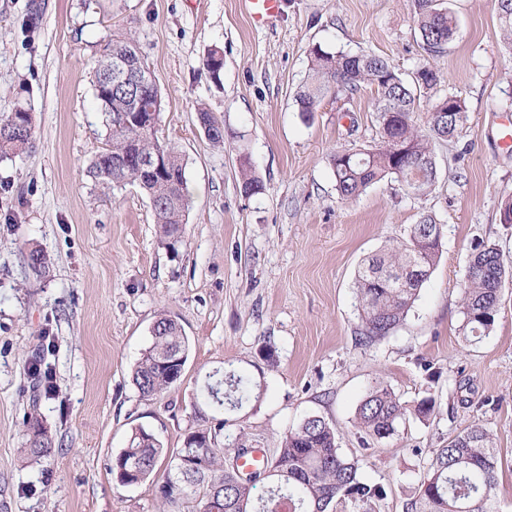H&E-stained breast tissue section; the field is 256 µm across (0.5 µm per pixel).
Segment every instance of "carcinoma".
Returning a JSON list of instances; mask_svg holds the SVG:
<instances>
[{
	"instance_id": "carcinoma-1",
	"label": "carcinoma",
	"mask_w": 512,
	"mask_h": 512,
	"mask_svg": "<svg viewBox=\"0 0 512 512\" xmlns=\"http://www.w3.org/2000/svg\"><path fill=\"white\" fill-rule=\"evenodd\" d=\"M500 24L512 46V0H496ZM417 23L422 49L437 56L453 40L456 27L447 11L435 8V0H417ZM308 80L297 93L302 112H314L330 93L358 91L363 85L376 88V111L381 118V141L374 148L340 151L331 163L336 190L343 199L358 197L370 185L395 177L405 191L414 196L425 194L436 180L435 161L429 140L414 124L415 91L404 82L385 59L371 54L330 52L315 45L311 48ZM99 111L105 117L107 148L90 164L89 174L96 183L109 188L138 185L154 199V221L159 243L176 250L183 224L187 223L188 196L186 161L172 143L159 139L139 124L124 119V107L117 97L105 98L94 92ZM467 121L464 104L457 98L452 112L438 116L433 111L427 124L431 136L452 138ZM35 126L24 134L12 131V113L0 115V154L19 155L28 149ZM405 147L398 154L397 146ZM163 149L172 158V169L165 174H138L134 164L140 152ZM242 167V190L255 194L262 182L252 175L246 163ZM430 215L404 229L402 237L388 251L371 257L357 270L356 299L362 320V341L371 343L392 332L406 319L424 280L414 272H432L442 246L421 232V225L433 224ZM512 270L494 245H477L462 283L461 313L466 336L479 339L495 324L502 288ZM152 343L144 351L133 381L141 395L149 399L178 381V365L165 361L177 352H188L189 342L172 319L161 317L151 329ZM261 395V384L247 370L231 363L217 372V378L204 385V403L215 410L233 413ZM435 410V401L425 398L409 408L384 382L377 381L360 401L355 413L358 429L373 439L397 434L399 423L409 413L427 418ZM222 419L208 435V444L199 446L205 466L183 473L161 488L162 498L178 496L198 502L199 512H330L335 503L349 500L357 506H370L383 495V489L360 479V461L340 452L335 429L321 416L306 417L282 441L276 455L266 464L272 474L264 495L254 498L256 484L240 472L224 466V449L218 432ZM28 435L23 452L33 463L49 455L53 441L41 417L30 414L23 420ZM164 448L158 439L142 427L132 431L127 448L117 456L123 466L139 468L149 478ZM498 456L491 434L474 425L448 441V446L433 451L426 479L408 512H496L495 496ZM258 505H253V500Z\"/></svg>"
}]
</instances>
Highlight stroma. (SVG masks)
Returning <instances> with one entry per match:
<instances>
[{
	"label": "stroma",
	"instance_id": "1",
	"mask_svg": "<svg viewBox=\"0 0 512 512\" xmlns=\"http://www.w3.org/2000/svg\"><path fill=\"white\" fill-rule=\"evenodd\" d=\"M455 17L447 50L427 55L417 0H283L274 26L250 20L244 0H0V113L34 106L35 140L0 159V512H195L163 504L172 454L214 416L201 389L231 362L260 365L272 346L259 401L229 415L218 441L245 429L274 455L303 418L336 430L340 451L362 459L363 482L384 495L372 512H407L434 449L479 425L499 453L496 508L512 512V280L495 324L470 342L462 332L461 284L477 244L496 245L512 264V48L496 0H437ZM133 37L162 95L158 135L186 165L191 208L175 250L159 244L149 198L138 186L108 190L88 170L106 129L93 90L104 37ZM372 53L408 85L421 68L438 76L418 93L413 120L460 98L468 120L457 136L431 139V190L407 195L386 177L342 199L334 152L378 145L370 87L327 97L303 114L296 93L309 50ZM224 57L219 79L204 67ZM207 111L223 144L205 137ZM264 185L245 196L240 161ZM442 227V252L405 321L373 343L360 340L355 274L391 247L421 214ZM45 254V272L27 265ZM162 316L188 340L181 378L142 398L132 372ZM407 404L435 401L426 420L407 416L396 436L376 441L355 427L375 379ZM51 391H42L43 382ZM38 414L54 439L31 464L23 420ZM144 427L168 455L136 485L112 470L132 429Z\"/></svg>",
	"mask_w": 512,
	"mask_h": 512
}]
</instances>
